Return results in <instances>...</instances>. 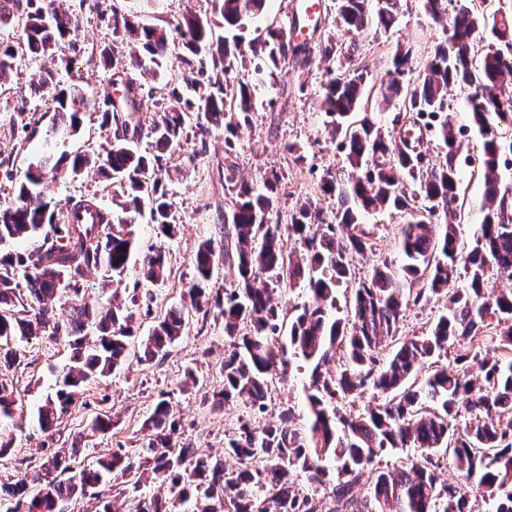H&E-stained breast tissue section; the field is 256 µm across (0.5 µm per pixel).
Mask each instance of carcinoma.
<instances>
[{"label":"carcinoma","mask_w":512,"mask_h":512,"mask_svg":"<svg viewBox=\"0 0 512 512\" xmlns=\"http://www.w3.org/2000/svg\"><path fill=\"white\" fill-rule=\"evenodd\" d=\"M218 21L201 20L189 11L172 29L136 28L125 15L112 12V33L128 36L140 50L115 69L123 76L122 94L105 101L102 123L115 125L105 155L84 150L60 155L50 151L18 182L13 205L0 208V246L30 240L24 253L0 254V342L31 336L44 328L68 339L72 364L57 379L55 397L38 409L46 431L82 394L86 383L108 377L128 356L136 313L143 308L138 289L112 292L107 307L73 303L70 318L53 320L60 294L81 293L90 268H102L121 284L135 252L132 224L148 211L158 234L177 231L173 204L163 188L166 153L191 135L205 143L213 125H224V150L235 148L236 130L256 111L253 90L292 55L305 61L307 42L289 39L281 29L266 28L263 39L242 49L238 37L215 35V28L237 29L260 15L266 0H212ZM450 45H437L421 64L412 46H398L392 56L393 79L386 97L402 100L411 113L410 127L384 131L369 112H357L365 77L356 63L331 71L322 108L351 169L337 186L322 180L325 194L337 193L335 222L329 224L318 202L306 197L282 223L276 190L281 175L271 171L261 186L230 180V227L225 229L224 259L236 260L239 279L224 295H212L209 281L216 262L211 240L195 254L192 306L224 321L231 349L224 352L210 405L222 409L236 402L248 409L224 432V455L214 458L193 443L175 440L180 430L167 399H159L145 420L149 433L137 451L118 448L107 458L76 462L83 436L70 451L50 452L34 475L24 462L15 481L0 485L6 512H61L79 498L95 499L98 512H476L474 492L492 512H512V289L490 295L494 279L512 280V195L502 189L501 167L512 165V139L498 134L493 117L509 120L512 112V23H487L474 0H456ZM54 0H26L21 47L0 45V80L8 77L21 50L35 58L54 49L78 25L77 18L53 6ZM402 0H338L336 26L349 31L370 26L389 31ZM179 39L188 51L180 63L197 72L188 96L174 86L172 106L149 130L134 121L142 110L139 87L124 79L127 71L159 70L169 42ZM487 42L475 63L472 48ZM216 46L206 61L201 47ZM467 90L472 126L448 121V86ZM54 129L80 135L84 99L76 88L53 97ZM483 139L478 168L484 180V220L475 246L465 250L458 224L465 199L459 175L460 139L470 129ZM443 141L447 151L438 164L425 161L423 132ZM153 153L134 144L142 135ZM97 169L118 184L126 197L119 218L91 200L72 204L59 223L40 186L56 174L80 176ZM406 214L401 230L403 262L385 260L370 276L356 278L351 255L370 247L361 224L375 211ZM299 240L302 251L288 252L284 236ZM466 282L456 288L458 264ZM169 257L160 248L141 259L143 277L164 278ZM305 290L307 301L294 315L281 317L275 295L283 287ZM351 295L346 313L338 298ZM448 306L419 335H398V324L411 305L430 303L437 295ZM16 305L29 317L11 313ZM184 310L172 308L157 318L143 344L141 361L164 356L182 337ZM94 333L89 338L88 332ZM391 345L381 354L382 343ZM492 342L500 356L483 352ZM454 353L448 368V353ZM299 361L309 370L304 388L307 419L299 423L295 406L267 418L274 380ZM372 393L378 402L363 410L347 405ZM417 448L394 463L387 454ZM452 461L460 471L456 483H443L439 471ZM161 480L167 496L136 495L145 475ZM476 485H471L473 477ZM125 485L116 507L100 498L107 478Z\"/></svg>","instance_id":"obj_1"}]
</instances>
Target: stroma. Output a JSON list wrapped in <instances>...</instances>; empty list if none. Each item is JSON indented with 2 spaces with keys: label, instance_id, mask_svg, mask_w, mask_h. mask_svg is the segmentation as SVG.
<instances>
[{
  "label": "stroma",
  "instance_id": "stroma-1",
  "mask_svg": "<svg viewBox=\"0 0 512 512\" xmlns=\"http://www.w3.org/2000/svg\"><path fill=\"white\" fill-rule=\"evenodd\" d=\"M62 9L80 19V27L49 54L30 58L17 56L11 79L0 88V208L9 206L16 197L15 183L32 163L39 160L44 141L54 123L52 98L55 86L78 87L85 98L87 115L80 137L58 142L56 152L86 150L104 152L113 140V126L101 123L99 106L115 95L111 75L113 66L127 62L136 43L113 34L111 24L102 21V12L117 10L139 27L171 28L186 10L201 19H212V0H58ZM329 10L318 31L310 36L306 65L287 63L254 91L256 110L250 123L242 125L233 155L224 152V130L212 128L205 141L182 143L174 153L166 154L163 164L170 171L165 185L174 205L178 232L163 239L147 217L135 224L139 252L160 247L172 261L164 280L143 279L139 260H132L124 277V288H137L148 296L150 313H138L134 323L132 350H139L156 316L173 307L189 304L188 292L195 281L194 255L198 245L212 240L216 251L224 249V215L230 208L225 176L261 183L265 172L276 170L284 175L278 188L280 212L291 211L296 202L307 196L318 198L326 219L336 213L335 197L321 193L322 177L333 176L346 181L349 168L339 156L325 124L321 96L335 61L327 59L324 44L338 50L354 52L357 62L368 72L367 83L374 92L367 109L383 127H390L396 107L384 104L379 89L389 81L391 53L396 45H409L417 60H424L433 47L445 41L448 20L429 16L419 0H408L395 26L388 32L369 28L361 32L336 27L337 0H328ZM178 44H171L167 66L157 75L131 72L133 82L150 91L153 102L145 104L139 114L142 126H150L158 117L156 100L166 96L170 84L191 85L196 71L181 66ZM52 71L55 86L34 89L32 80L43 71ZM29 127H22V120ZM303 153L294 161L288 145ZM463 181L467 188L465 216L459 237L466 247L475 244V232L483 222V178L472 166H464ZM43 194L55 206L58 221H65L72 202L89 199L98 206L119 211L120 191L106 186L95 172L72 178L59 176L46 180ZM370 234L371 251L354 256L357 277L368 276L374 264L401 258L399 240L402 220L386 211L366 215L363 219ZM229 344L221 321L203 318L190 312L182 338L166 355L151 362L130 360L106 380L88 384L82 395L47 432L37 424V410L55 390L56 376L67 366L70 349L66 339H52L47 334L13 342L12 348L22 358L19 365L0 368V382L14 390L13 414L0 418V432L9 435L13 447L0 460V483L13 480L14 465L27 460L29 469H38L48 450L70 447L76 434H83L80 456L87 459L112 453L120 447H136L143 424L158 400L166 393L173 414L181 423L178 439L193 442L200 450L219 455L224 451V432L231 429L244 408L229 404L211 410L207 398L220 384L218 367ZM198 371L195 387L184 388L186 368ZM306 375L289 372L276 379L271 387L270 414L291 405L298 418H305L304 388ZM109 415L112 428L104 434L93 433L89 425L95 414Z\"/></svg>",
  "mask_w": 512,
  "mask_h": 512
}]
</instances>
